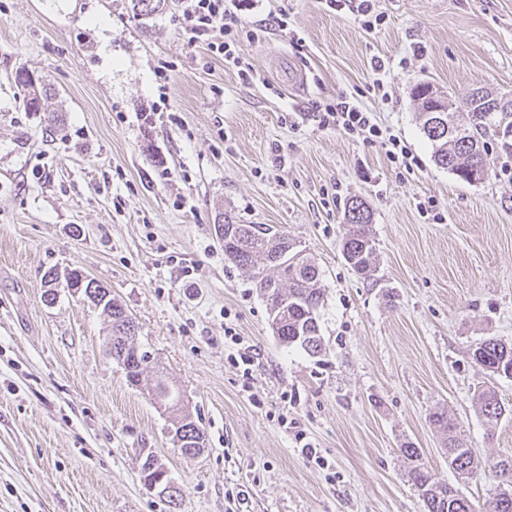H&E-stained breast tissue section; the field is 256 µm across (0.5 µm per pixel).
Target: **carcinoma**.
I'll list each match as a JSON object with an SVG mask.
<instances>
[{"instance_id": "cac0c4a2", "label": "carcinoma", "mask_w": 512, "mask_h": 512, "mask_svg": "<svg viewBox=\"0 0 512 512\" xmlns=\"http://www.w3.org/2000/svg\"><path fill=\"white\" fill-rule=\"evenodd\" d=\"M15 81L23 92L27 110L41 109L46 89L38 87L39 80L19 70ZM413 97L421 109L422 130L433 145V160L437 167L453 172L465 182L479 173L478 180L497 175L494 161L488 158V145H495L498 154L512 159V112H490L488 105L497 100L492 94L481 91L479 99L463 97L457 100L453 112H434L432 107L444 96L428 83L417 85ZM448 124V134L432 133L438 118ZM345 231L342 237V255L357 275L371 276L376 265V248L371 234L372 212L359 196L351 197L344 211ZM216 235L224 246V260L254 279L255 285L266 297L270 310L275 312L277 327L274 334L286 347H299L315 355L322 351L319 309L323 301L320 286L321 270L311 259L297 264L280 260L284 251L293 248L300 252V245L288 235L267 224H241L232 213H224V223L216 226ZM52 284L60 279L53 269L45 273ZM61 287L67 291L81 289L93 302L101 294V285L85 277V273L71 269L62 277ZM103 310L112 323V359L122 364L129 383L141 386L150 365V355L134 344L136 327L133 319L114 299H108ZM472 360L484 371L499 377L512 378V345L488 337L472 349ZM147 395L157 404L173 408L180 403L176 394L163 381L145 387ZM484 419L493 424L506 412L504 404L494 390L487 388L479 394ZM433 424L444 436L450 468L458 478L467 481L477 478L482 463L457 433L458 423L446 412L431 415ZM205 439L200 426L190 415L175 420L173 440L185 456ZM410 461V477L426 507V512H512V459L493 463L500 469L499 492L480 507L461 494L459 489L435 477L419 462L420 454L411 445L401 448Z\"/></svg>"}]
</instances>
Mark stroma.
<instances>
[{"label": "stroma", "mask_w": 512, "mask_h": 512, "mask_svg": "<svg viewBox=\"0 0 512 512\" xmlns=\"http://www.w3.org/2000/svg\"><path fill=\"white\" fill-rule=\"evenodd\" d=\"M377 4L386 23L369 32L324 0H259L245 20L284 13L288 28L244 43L261 76L246 86L188 45L180 0L140 17L130 0H0V512H426L406 444L473 503L498 491L489 469L459 482L429 415L453 414L480 460L512 456V378L471 356L489 336L512 344V178L438 168L411 90L512 94V0ZM20 69L44 81L43 110L23 106ZM342 94L405 142L413 171L321 125L315 102ZM354 195L373 212L367 279L341 254ZM227 212L287 231L318 263L320 355L280 344L266 300L225 261ZM52 268L123 304L203 429L201 455L181 454L168 413L108 356L100 309L45 301ZM228 323L257 351L250 379L228 359ZM486 387L510 410L495 425ZM298 432L325 467L302 458ZM148 453L178 502L141 483Z\"/></svg>", "instance_id": "35a3bbf8"}]
</instances>
